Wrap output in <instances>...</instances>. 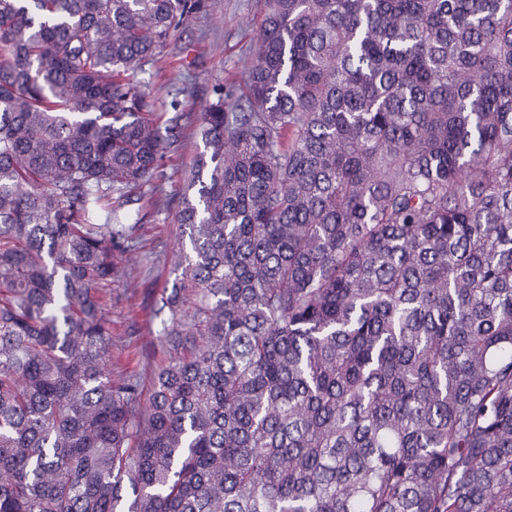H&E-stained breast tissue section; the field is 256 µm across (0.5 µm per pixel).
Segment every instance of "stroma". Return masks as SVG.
<instances>
[{
	"instance_id": "obj_1",
	"label": "stroma",
	"mask_w": 512,
	"mask_h": 512,
	"mask_svg": "<svg viewBox=\"0 0 512 512\" xmlns=\"http://www.w3.org/2000/svg\"><path fill=\"white\" fill-rule=\"evenodd\" d=\"M264 15L261 0H201L171 43L138 73L156 109L197 115L213 101L214 89L241 91ZM202 148L195 127L190 126L180 146L167 154L165 189L170 200L166 210L147 222L142 251L148 260L134 269V288L120 282L112 285L113 374L148 378L163 357L153 306L170 279L167 257L180 238L176 195L184 171Z\"/></svg>"
}]
</instances>
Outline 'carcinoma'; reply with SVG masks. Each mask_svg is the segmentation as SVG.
Masks as SVG:
<instances>
[{"label": "carcinoma", "mask_w": 512, "mask_h": 512, "mask_svg": "<svg viewBox=\"0 0 512 512\" xmlns=\"http://www.w3.org/2000/svg\"><path fill=\"white\" fill-rule=\"evenodd\" d=\"M200 113L149 389L112 283L196 0H0V512H512V0H266Z\"/></svg>", "instance_id": "carcinoma-1"}]
</instances>
